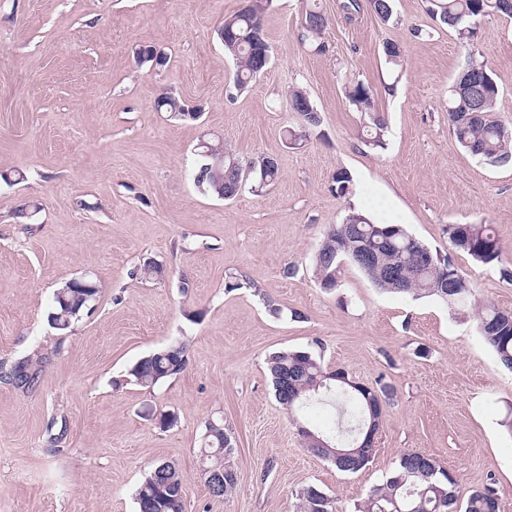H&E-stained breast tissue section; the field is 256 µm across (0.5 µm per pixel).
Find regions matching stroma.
Here are the masks:
<instances>
[{"instance_id": "35a3bbf8", "label": "stroma", "mask_w": 512, "mask_h": 512, "mask_svg": "<svg viewBox=\"0 0 512 512\" xmlns=\"http://www.w3.org/2000/svg\"><path fill=\"white\" fill-rule=\"evenodd\" d=\"M243 4L0 0V364L27 359L38 376L30 387L0 379V512H137L136 489L160 461L183 476L184 512H294L308 485L354 512L408 449L453 472L461 492L494 484L499 512H512V370L483 342L474 308L383 292L349 263L325 288L312 266L355 210L450 254L476 301L512 312L501 267L452 249L446 233L492 225L512 268V164L471 156L446 112L473 57L498 86L496 119L512 124V18L485 19L470 56L455 33L414 37L432 24L424 0H395L386 23L367 5L349 22L338 0H263L272 61L240 90L217 30ZM312 6L329 19L321 51L301 39ZM388 41L400 65L387 62ZM146 46L167 54L161 72L138 64ZM358 81L386 122L383 146L369 144L371 114L347 96ZM295 88L320 124L293 143ZM164 92L202 107L200 120L156 111ZM206 133L240 160L276 157L278 180H248L226 201L204 194L192 169ZM148 261L162 280L134 278ZM81 278L99 297L60 333L47 319L53 293ZM177 339L185 369L135 384L132 365ZM297 349L325 371L392 387L365 470L339 472L303 446L299 427L335 426L332 403L294 418L277 402L265 358ZM168 412L177 420L160 429ZM215 418L237 441L238 485L222 500L200 460Z\"/></svg>"}]
</instances>
